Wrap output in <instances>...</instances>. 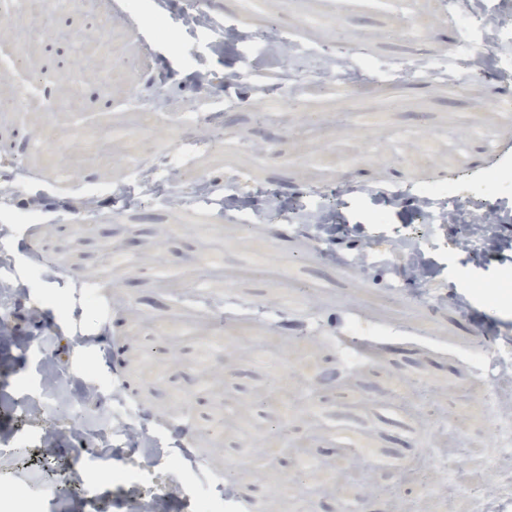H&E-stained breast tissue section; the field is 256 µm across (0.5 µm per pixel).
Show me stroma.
I'll return each mask as SVG.
<instances>
[{
  "instance_id": "1",
  "label": "stroma",
  "mask_w": 512,
  "mask_h": 512,
  "mask_svg": "<svg viewBox=\"0 0 512 512\" xmlns=\"http://www.w3.org/2000/svg\"><path fill=\"white\" fill-rule=\"evenodd\" d=\"M162 2L180 40L175 52L122 0H29L25 16L0 26V92L20 103L16 115L0 117V138L28 171L0 196V223L12 229L0 236V281L23 286L9 303L12 338L0 341V489L26 483L41 497L40 512H127L131 482L95 473L100 458L71 456L113 412L171 449L160 465L172 485L167 512H198L226 482L238 512L271 504L278 512H340L336 492L294 478L290 459L262 470L280 422L296 448L326 465L353 460L354 476L376 487L362 512H389L394 498L410 500L414 512H475L469 501H449L436 460L490 441L478 430L480 394L512 370V301L488 290L512 285V245L459 249L457 225L423 223L414 199L395 191L454 181L484 209L500 208V193L478 176L512 160V111L497 106L512 83V54L486 56L482 75L462 91L390 79L396 61L452 67L483 35L465 36L445 16L417 35L390 0H200L226 27L252 31L275 21L309 57L338 40L364 46L379 73L363 92L332 78L300 79L284 94L279 71L260 64L264 42L215 46L210 33H182L191 0ZM114 49L130 60L117 72ZM30 71L44 82L29 84ZM160 87L166 106L135 107ZM47 96L63 111L39 109ZM180 112L224 135L192 165L209 178L212 196L187 209L161 200L128 208L138 177L127 156L160 164L185 136ZM364 115L373 119L366 130ZM116 125L132 139L113 138ZM33 133L43 152L27 150ZM417 147L428 149L426 165L406 168L403 155ZM61 163L73 180L54 179ZM353 179L373 190L341 199L336 231L324 240L304 224L261 220L265 190L289 209ZM116 185L126 195L113 193ZM229 195L247 200L258 230L226 206ZM86 217L90 230L76 233ZM412 232L424 237L434 270L425 282L402 277V259L391 256L394 241ZM116 246L130 255L128 266L111 267ZM218 251L222 265L210 266L207 256ZM364 251L361 267L354 258ZM45 252L55 260L50 274L36 267ZM162 265L169 279L156 276ZM305 288L313 300L303 298ZM267 306L275 309L270 321L259 314ZM219 319L241 356L212 351ZM347 346L369 360L341 374L336 360ZM306 359L320 379L312 395L300 374ZM446 403L449 423L436 411ZM19 430L34 446L53 431L54 458L73 464L92 492L46 495L49 473L25 469L7 442ZM354 435L371 440L373 458L357 456ZM418 460L433 474V495L400 477ZM286 481L292 497H277Z\"/></svg>"
}]
</instances>
